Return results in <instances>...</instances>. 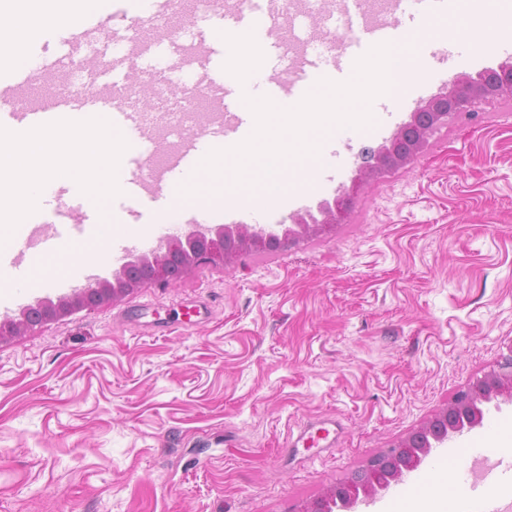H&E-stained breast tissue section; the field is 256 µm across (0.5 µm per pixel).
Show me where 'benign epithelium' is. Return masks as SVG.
I'll list each match as a JSON object with an SVG mask.
<instances>
[{
    "instance_id": "1",
    "label": "benign epithelium",
    "mask_w": 512,
    "mask_h": 512,
    "mask_svg": "<svg viewBox=\"0 0 512 512\" xmlns=\"http://www.w3.org/2000/svg\"><path fill=\"white\" fill-rule=\"evenodd\" d=\"M511 92V61L475 77L459 76L449 89L421 101L410 112L408 120L375 149L372 160L360 167L351 185L339 190L333 203L319 206L321 218L311 213L295 214L291 216V225L280 234L262 227L237 224L214 230L197 228L182 237L161 241L150 252L124 264L110 279H98L54 301L46 300L34 307L29 316L21 313L1 320L0 343L76 312L117 302L140 288L166 287L175 283L180 277L168 273L169 260L175 256L179 257L186 273L200 266L221 268L233 247L269 243L282 250L332 224H343L362 184L381 174L411 167L437 129L448 125L452 119H473L481 104L501 99ZM499 400L512 403V345L508 347V354L501 356L488 371L470 380L420 427L371 456L366 462L367 475L363 480H343L328 486L320 498L302 505L300 512H351L359 503H372L380 491L415 468L431 452L433 443L444 442L449 435L461 432L464 426H476L482 416V406Z\"/></svg>"
}]
</instances>
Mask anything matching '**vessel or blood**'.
Listing matches in <instances>:
<instances>
[{
	"mask_svg": "<svg viewBox=\"0 0 512 512\" xmlns=\"http://www.w3.org/2000/svg\"><path fill=\"white\" fill-rule=\"evenodd\" d=\"M353 6L359 35L349 43H317L314 36L301 34L297 21L287 33H266L260 41L265 67L274 71L288 65L295 77L289 83L269 80L263 86V95L279 103L300 98L308 85L325 74L335 82L347 81L352 77L356 60L372 46L398 43L407 33L408 22H422L447 9L446 0H392L389 18L374 20L364 0H353ZM172 11L173 0H151L147 13L127 16L114 24L111 40L103 44L95 39L97 21H87L77 31L72 30L69 22L57 24L51 34L56 50L41 58L36 75L45 80L63 79L70 88L83 86V93L69 90L52 97L47 107L34 109L18 98L15 85L1 86L0 126L20 133L61 119L80 121L99 113L108 114L113 127L137 147L125 162L127 173L120 186L124 209L133 212L157 200L171 204L173 189L198 168L207 154V144L239 143L253 126V115L242 100L240 84L227 76L223 59L215 53L212 43L217 27L245 33L255 23L251 13L242 8L225 15L197 11L190 16L183 36L197 51V66L185 74L217 100L218 108L149 179L140 175L139 170L144 160L154 156L158 146L142 114L131 109L127 99L130 79L135 73L144 71L167 81L184 74L171 63L174 42L165 35L146 32L150 21ZM258 209L254 202H210L189 213L187 220L204 224L224 218L242 223ZM96 225V219L81 204L80 192L68 185L58 186L43 214V233H29L16 239L10 252L0 255V269L22 276L27 256L35 252L58 253L66 239ZM142 244V238L136 235L109 237L105 240V251L110 259L120 260L138 251Z\"/></svg>",
	"mask_w": 512,
	"mask_h": 512,
	"instance_id": "b4317fda",
	"label": "vessel or blood"
}]
</instances>
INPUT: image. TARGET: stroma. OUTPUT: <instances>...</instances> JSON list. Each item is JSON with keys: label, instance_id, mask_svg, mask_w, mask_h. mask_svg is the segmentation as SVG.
I'll return each mask as SVG.
<instances>
[{"label": "stroma", "instance_id": "35a3bbf8", "mask_svg": "<svg viewBox=\"0 0 512 512\" xmlns=\"http://www.w3.org/2000/svg\"><path fill=\"white\" fill-rule=\"evenodd\" d=\"M460 0L406 44L495 40ZM412 88L378 122L325 133L318 156L273 175L288 223L350 186L362 147L389 139ZM57 297L66 256L27 261ZM512 345V101L436 132L412 168L364 186L348 223L266 258L196 270L0 344V512H287L427 419ZM342 432L321 453L310 423ZM438 470L391 512H448Z\"/></svg>", "mask_w": 512, "mask_h": 512}]
</instances>
